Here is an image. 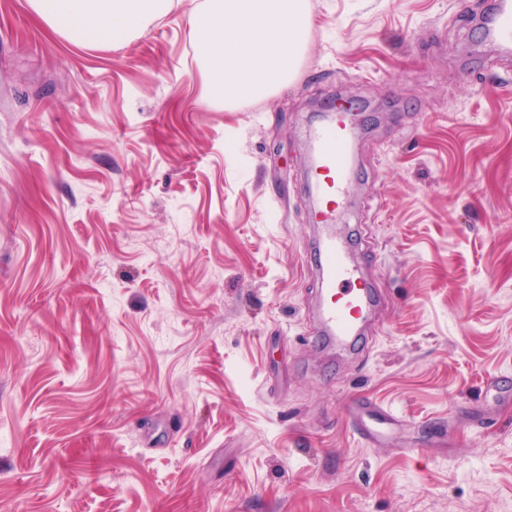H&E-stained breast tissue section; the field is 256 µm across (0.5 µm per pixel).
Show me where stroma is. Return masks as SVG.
<instances>
[{
	"mask_svg": "<svg viewBox=\"0 0 512 512\" xmlns=\"http://www.w3.org/2000/svg\"><path fill=\"white\" fill-rule=\"evenodd\" d=\"M73 42L0 0V512H512V63L490 0H308L288 85L206 103L189 16ZM366 137L381 296L310 333L305 130ZM397 411L380 445L349 409Z\"/></svg>",
	"mask_w": 512,
	"mask_h": 512,
	"instance_id": "35a3bbf8",
	"label": "stroma"
}]
</instances>
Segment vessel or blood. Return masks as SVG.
Listing matches in <instances>:
<instances>
[{
  "label": "vessel or blood",
  "instance_id": "1",
  "mask_svg": "<svg viewBox=\"0 0 512 512\" xmlns=\"http://www.w3.org/2000/svg\"><path fill=\"white\" fill-rule=\"evenodd\" d=\"M487 35L504 54L512 53V0H497ZM358 132L349 107L337 103L313 136L308 171L311 222L318 229L312 247L318 272L317 317L322 333L340 348L360 337L363 319L376 303L372 286L353 263L346 242L333 231L356 176ZM358 414L360 435L371 444L384 440L399 423L398 417L384 408L362 405Z\"/></svg>",
  "mask_w": 512,
  "mask_h": 512
}]
</instances>
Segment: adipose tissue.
<instances>
[{"mask_svg":"<svg viewBox=\"0 0 512 512\" xmlns=\"http://www.w3.org/2000/svg\"><path fill=\"white\" fill-rule=\"evenodd\" d=\"M31 10L69 40L101 42L145 29L168 0H28ZM198 35L208 102L225 105L265 94L291 79L310 26L307 0H210L190 16Z\"/></svg>","mask_w":512,"mask_h":512,"instance_id":"adipose-tissue-1","label":"adipose tissue"}]
</instances>
